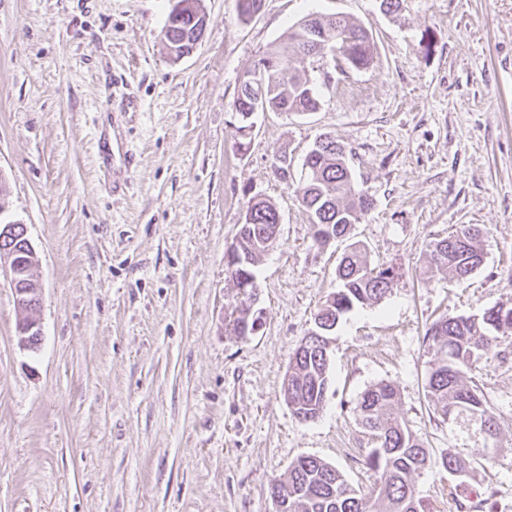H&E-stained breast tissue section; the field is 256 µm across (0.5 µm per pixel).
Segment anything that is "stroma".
<instances>
[{"instance_id": "stroma-1", "label": "stroma", "mask_w": 512, "mask_h": 512, "mask_svg": "<svg viewBox=\"0 0 512 512\" xmlns=\"http://www.w3.org/2000/svg\"><path fill=\"white\" fill-rule=\"evenodd\" d=\"M177 0H0V223L25 225L38 264L37 351L18 345L0 277V512H276L274 481L299 458L368 489L374 442L362 394L390 381L432 466L414 476L425 512H512V347L491 346L476 382L497 417L443 420L426 392L439 316L512 305V0H202L205 36L172 59ZM366 28L374 60L297 59L316 111L258 112L240 138V82L309 13ZM331 80H324V72ZM342 144L373 201L353 225L371 265L399 272L331 342L322 415L298 421L281 392L346 242L316 245L300 204L306 154ZM291 176L273 171L280 152ZM277 208L278 240L255 274L262 328L225 332L236 289L224 254L249 199ZM485 227L469 278L425 271L428 245ZM489 449L465 481L438 464Z\"/></svg>"}]
</instances>
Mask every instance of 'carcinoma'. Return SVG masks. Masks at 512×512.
<instances>
[{
	"mask_svg": "<svg viewBox=\"0 0 512 512\" xmlns=\"http://www.w3.org/2000/svg\"><path fill=\"white\" fill-rule=\"evenodd\" d=\"M317 25L334 39L336 57L348 67L363 69L373 58L370 34L342 15L324 17ZM302 25L267 51L278 59H288L283 76L269 78L258 89L270 107L279 112H313L318 107L315 79L293 65V57L307 56L300 39ZM316 159L305 164L306 185L301 204L309 212L311 224H329L336 239H344L372 205L371 199L356 187L344 148L330 135H324ZM251 223L239 228L237 247L251 260L255 270L267 248L271 247L278 211L265 199L248 202ZM484 261L481 229L476 224L462 225L448 236L429 244V270L446 272L464 280ZM395 277L390 268L370 265L366 253L355 243L342 254L336 266L340 288L329 295L315 314L314 329L329 337L343 316L357 306L378 304L386 297ZM242 311L238 300L225 307L224 326L238 335ZM512 342V307L494 305L478 318L441 316L426 332V342L434 353L426 390L433 410L442 419L465 415L480 424L485 432L497 434L498 423L477 386L465 382L472 369L496 340ZM286 400L301 422L313 421L324 409L330 383V359L313 350H295L286 374ZM400 392L396 384L385 381L367 389L359 402L361 424L371 432L376 446L366 456L365 465L375 475L366 491L353 488L343 476L315 456L299 458L288 478L277 481L273 491L284 492L278 512H423L414 496L413 476L430 464L423 441L408 429L398 412ZM448 472L465 477L471 462L450 451L441 458Z\"/></svg>",
	"mask_w": 512,
	"mask_h": 512,
	"instance_id": "carcinoma-1",
	"label": "carcinoma"
}]
</instances>
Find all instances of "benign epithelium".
I'll use <instances>...</instances> for the list:
<instances>
[{
  "mask_svg": "<svg viewBox=\"0 0 512 512\" xmlns=\"http://www.w3.org/2000/svg\"><path fill=\"white\" fill-rule=\"evenodd\" d=\"M168 25L184 29L182 44L197 47L206 31V15L203 8H198L192 16L175 8L168 19ZM280 71L278 61L265 56H259L245 73V78L252 82L256 79H266ZM7 242L9 246L0 249V261L7 264L15 305L20 314L17 324L18 344L24 350L34 351L41 343V326L26 317V313L40 307V284L31 276L32 268L25 266L30 260L37 262V254L27 236L23 224H1L0 243ZM228 270L235 276L236 288L240 296L247 298L251 305L248 316L250 320L242 324L243 333L255 335L262 328L261 312L253 308L256 300L257 281L252 275L241 253L236 248L228 247L225 255Z\"/></svg>",
  "mask_w": 512,
  "mask_h": 512,
  "instance_id": "7a95c632",
  "label": "benign epithelium"
}]
</instances>
